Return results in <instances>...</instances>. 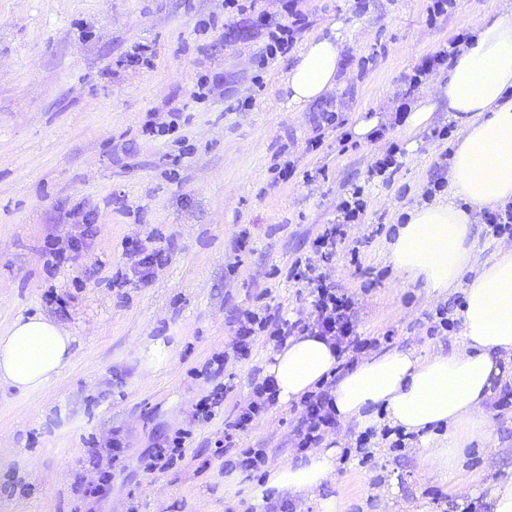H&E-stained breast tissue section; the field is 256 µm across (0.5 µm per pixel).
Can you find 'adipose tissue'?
<instances>
[{"label": "adipose tissue", "mask_w": 512, "mask_h": 512, "mask_svg": "<svg viewBox=\"0 0 512 512\" xmlns=\"http://www.w3.org/2000/svg\"><path fill=\"white\" fill-rule=\"evenodd\" d=\"M339 62L336 34L311 37L280 82L288 106L299 110L331 92ZM441 98L461 129L448 166V197L409 209L386 254L428 295L461 293V342L448 353L423 356L407 349L370 356L340 378L333 405L345 424H372L379 407L388 423L408 433L447 427L446 435L427 444L422 460L426 472L448 478L468 447L487 439L493 389L512 376L506 365L512 358V248L477 264L472 236L478 211L512 202V14L481 22L447 82L412 105L408 129L430 125ZM72 343L69 332L47 317L18 316L0 331V384L23 394L43 389L63 374ZM337 365L330 342L299 335L273 354L266 373L281 402H296ZM336 452L330 446L297 465L277 463L265 486L307 495L331 477Z\"/></svg>", "instance_id": "obj_1"}]
</instances>
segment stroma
Wrapping results in <instances>:
<instances>
[{
  "instance_id": "1",
  "label": "stroma",
  "mask_w": 512,
  "mask_h": 512,
  "mask_svg": "<svg viewBox=\"0 0 512 512\" xmlns=\"http://www.w3.org/2000/svg\"><path fill=\"white\" fill-rule=\"evenodd\" d=\"M429 4L301 0L309 22L298 43L336 33L341 60L335 88L294 112L279 91L294 55L259 74L262 41L246 20L197 31V20L223 16L224 0H0V329L39 313L74 338L59 380L27 395L0 388V512H248L265 474L225 473L214 447L224 426L196 418V406L219 382L229 387L225 414L254 400L252 380L275 351L267 337L249 359H229L219 379L205 367L231 350L235 315L258 310L263 293L289 316L311 312L308 288L288 277L295 260L310 259L354 299L359 333L379 338L380 350L424 355L459 343L458 310L453 328L432 331L439 299L402 277L384 247L407 210L447 181L460 128L443 101L411 135L394 116L422 57L512 11V0H452L434 20ZM139 44L153 47L150 65L130 62ZM213 72L223 87L191 101L197 77ZM182 105L192 119L180 138L144 132ZM366 112L387 124L365 143L349 131ZM441 128L447 138L436 137ZM392 149L397 169L375 174ZM285 162L291 178L274 183L270 166ZM356 186L364 212L339 224L341 241L322 258L313 242L338 224ZM76 211L89 214L90 233L63 265L55 251L77 233ZM136 242L167 254L146 282L132 270ZM154 345L170 355L156 372L147 366ZM488 408L490 439L470 448L455 482L425 474L418 438L395 448L377 433L362 452V428L339 425L330 479L295 500L266 491L265 503L321 512L333 496L341 512H494L492 486L512 480V386ZM298 417L294 404L275 405L237 445L263 450L269 465L305 460ZM183 430L184 456L147 468L154 444ZM116 436L125 451L115 462ZM106 470L107 495H85Z\"/></svg>"
}]
</instances>
